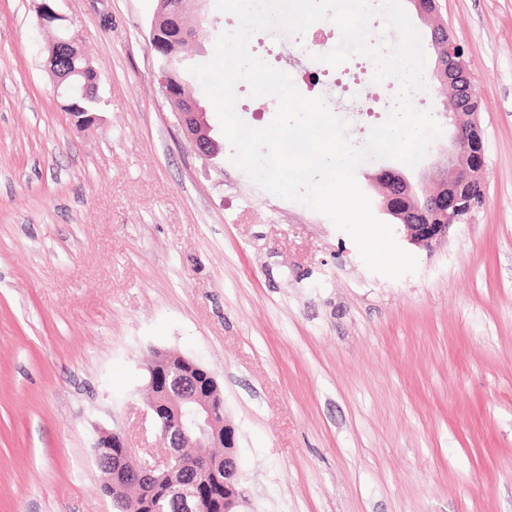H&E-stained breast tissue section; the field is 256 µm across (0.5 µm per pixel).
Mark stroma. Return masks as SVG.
I'll list each match as a JSON object with an SVG mask.
<instances>
[{
  "label": "stroma",
  "instance_id": "obj_1",
  "mask_svg": "<svg viewBox=\"0 0 512 512\" xmlns=\"http://www.w3.org/2000/svg\"><path fill=\"white\" fill-rule=\"evenodd\" d=\"M100 73L76 127L38 0H0V512H117L102 431L155 447L150 350L220 383L243 512H512V0H439L481 107L485 202L393 280L175 123L154 0H59Z\"/></svg>",
  "mask_w": 512,
  "mask_h": 512
}]
</instances>
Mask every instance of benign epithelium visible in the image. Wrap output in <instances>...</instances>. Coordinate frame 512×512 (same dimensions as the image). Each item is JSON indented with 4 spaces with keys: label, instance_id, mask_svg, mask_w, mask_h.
I'll return each instance as SVG.
<instances>
[{
    "label": "benign epithelium",
    "instance_id": "7a95c632",
    "mask_svg": "<svg viewBox=\"0 0 512 512\" xmlns=\"http://www.w3.org/2000/svg\"><path fill=\"white\" fill-rule=\"evenodd\" d=\"M205 2L157 0L149 42L170 58L180 54L183 43L188 40V18L196 19L197 37L210 24ZM37 14L40 26L45 29L64 18L49 6L48 0H40ZM76 50L78 46L73 38L51 42L47 60L51 72L58 74L55 63ZM437 52L448 55V87L455 86L459 92L448 103V108L452 109L448 119L453 135L446 146L438 148L430 165L436 186L433 191H427L426 172L415 183L392 171L381 176L386 183L381 189L382 195L390 197L396 191L410 200L398 213L405 237L427 249L445 239L450 227L471 215L484 199L483 138L478 112L466 91L468 71L464 51L450 36L447 42L437 46ZM164 98L197 155L206 162L212 160L216 141L210 135L211 129L198 101L184 94L175 98L167 90ZM419 192L425 194L421 203L418 202ZM147 389V414L154 428L172 427L189 441L197 463V476L192 481L185 477L178 450L163 436L159 437L160 447L142 451L131 447L123 432L105 431L95 443L94 456L108 496L123 506L127 488L134 483L148 502L177 496L183 512H197L208 478L222 474L224 512H237L241 500L237 458L226 454L220 462L212 453V449L220 446L235 447V430L224 418V398L213 373L178 353L158 351L148 366Z\"/></svg>",
    "mask_w": 512,
    "mask_h": 512
}]
</instances>
